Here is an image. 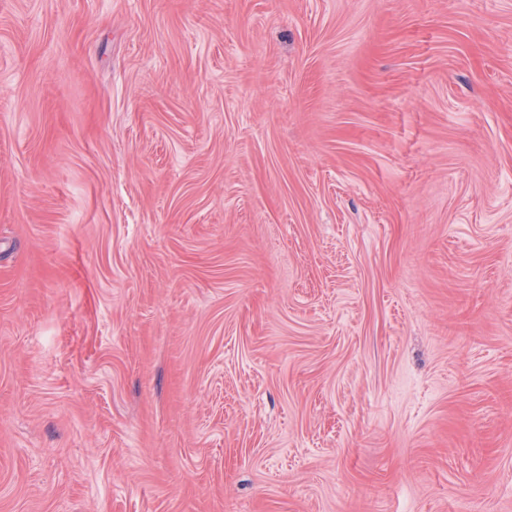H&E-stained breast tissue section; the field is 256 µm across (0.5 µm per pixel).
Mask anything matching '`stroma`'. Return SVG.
<instances>
[{
  "label": "stroma",
  "instance_id": "35a3bbf8",
  "mask_svg": "<svg viewBox=\"0 0 512 512\" xmlns=\"http://www.w3.org/2000/svg\"><path fill=\"white\" fill-rule=\"evenodd\" d=\"M0 512H512V0H0Z\"/></svg>",
  "mask_w": 512,
  "mask_h": 512
}]
</instances>
